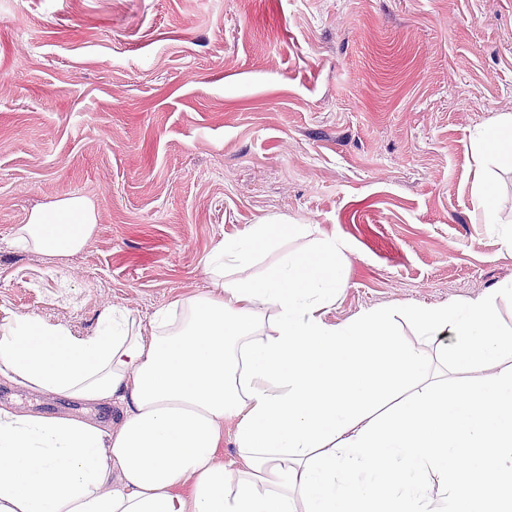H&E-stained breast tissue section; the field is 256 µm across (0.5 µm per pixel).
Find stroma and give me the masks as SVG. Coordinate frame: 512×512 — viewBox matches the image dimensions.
<instances>
[{
    "mask_svg": "<svg viewBox=\"0 0 512 512\" xmlns=\"http://www.w3.org/2000/svg\"><path fill=\"white\" fill-rule=\"evenodd\" d=\"M509 113L512 0H0V319L149 322L208 293L220 237L270 217L311 227L284 250L344 245L328 322L482 294L512 279V169L474 139ZM73 194L98 213L83 252L9 245ZM397 328L434 371L477 377ZM69 404L0 381L1 406ZM477 182V195L480 197L479 205L484 210V221L488 224L495 222V207H493L495 199V186L493 183L485 179L483 172L479 175L476 180Z\"/></svg>",
    "mask_w": 512,
    "mask_h": 512,
    "instance_id": "35a3bbf8",
    "label": "stroma"
}]
</instances>
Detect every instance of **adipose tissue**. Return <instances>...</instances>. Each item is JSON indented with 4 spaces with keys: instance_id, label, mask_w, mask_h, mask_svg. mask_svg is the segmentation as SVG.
I'll list each match as a JSON object with an SVG mask.
<instances>
[{
    "instance_id": "adipose-tissue-1",
    "label": "adipose tissue",
    "mask_w": 512,
    "mask_h": 512,
    "mask_svg": "<svg viewBox=\"0 0 512 512\" xmlns=\"http://www.w3.org/2000/svg\"><path fill=\"white\" fill-rule=\"evenodd\" d=\"M479 143L512 168V115ZM97 223L90 198L61 197L34 208L10 244L71 257ZM295 230L254 224L219 239L204 262L210 293L173 301L146 326L115 305L88 334L35 315L1 319V378L119 402L124 416L112 425L0 407V512H512V371L495 369L512 348L496 305L512 281L331 324L324 311L345 275L335 240L254 271L261 249ZM398 317L428 339L448 334L444 358L485 375L435 379L399 339ZM404 389L409 398L377 417ZM229 419L242 469L217 453ZM432 477L447 492L440 509L422 491Z\"/></svg>"
}]
</instances>
